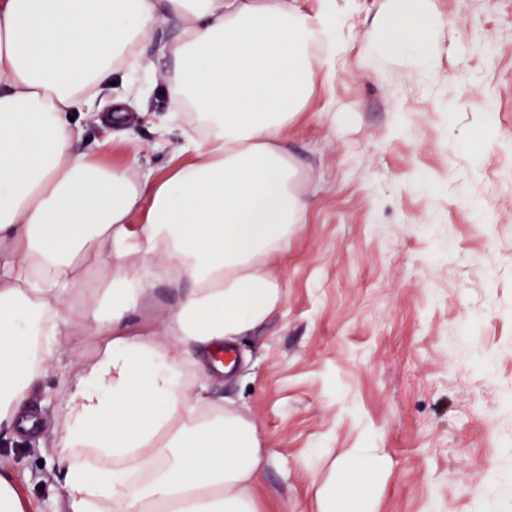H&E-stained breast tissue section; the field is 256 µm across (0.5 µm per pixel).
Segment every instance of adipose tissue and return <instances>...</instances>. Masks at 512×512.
<instances>
[{
  "label": "adipose tissue",
  "mask_w": 512,
  "mask_h": 512,
  "mask_svg": "<svg viewBox=\"0 0 512 512\" xmlns=\"http://www.w3.org/2000/svg\"><path fill=\"white\" fill-rule=\"evenodd\" d=\"M337 0H0V433L36 427L31 391L62 342L91 340L60 389L64 512H262L270 456L255 421L212 400L225 347L284 303L273 270L309 207L286 136L314 95L312 47ZM170 23L159 37L158 22ZM427 0H391L382 53H434ZM161 72L167 169L96 163L86 129L132 134L99 98ZM167 287L161 320H130ZM337 467L319 512H375Z\"/></svg>",
  "instance_id": "obj_1"
}]
</instances>
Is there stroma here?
<instances>
[{"mask_svg": "<svg viewBox=\"0 0 512 512\" xmlns=\"http://www.w3.org/2000/svg\"><path fill=\"white\" fill-rule=\"evenodd\" d=\"M342 50L313 52L314 102L288 135L311 201L276 268L282 312L213 381L259 426L264 512H318L350 449L388 464L377 512H512V0H430L436 53L375 51L387 0H338ZM95 160L164 171L179 133L143 124ZM35 387L41 431L0 441L29 512H59L62 429Z\"/></svg>", "mask_w": 512, "mask_h": 512, "instance_id": "35a3bbf8", "label": "stroma"}]
</instances>
